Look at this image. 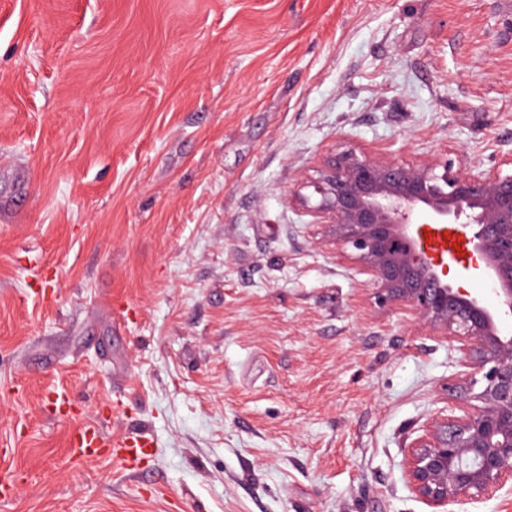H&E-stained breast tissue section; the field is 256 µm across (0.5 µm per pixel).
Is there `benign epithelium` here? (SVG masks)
Wrapping results in <instances>:
<instances>
[{
  "label": "benign epithelium",
  "instance_id": "1",
  "mask_svg": "<svg viewBox=\"0 0 512 512\" xmlns=\"http://www.w3.org/2000/svg\"><path fill=\"white\" fill-rule=\"evenodd\" d=\"M336 250L366 275L376 304L403 305L454 344L464 373L448 399L468 396L460 416H436L408 446L404 476L431 512L492 498L512 484V172L462 167L448 154L417 163L344 143L328 150L291 193ZM455 224L480 260L498 307L455 288L424 246L420 221Z\"/></svg>",
  "mask_w": 512,
  "mask_h": 512
}]
</instances>
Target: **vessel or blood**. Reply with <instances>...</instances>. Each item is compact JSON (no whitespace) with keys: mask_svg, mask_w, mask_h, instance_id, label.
<instances>
[{"mask_svg":"<svg viewBox=\"0 0 512 512\" xmlns=\"http://www.w3.org/2000/svg\"><path fill=\"white\" fill-rule=\"evenodd\" d=\"M150 438L142 434L105 437L99 428L87 424L75 429L69 438L72 456L82 462L102 457L121 461L127 469H137L147 448L152 447Z\"/></svg>","mask_w":512,"mask_h":512,"instance_id":"1","label":"vessel or blood"}]
</instances>
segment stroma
Masks as SVG:
<instances>
[{
    "mask_svg": "<svg viewBox=\"0 0 512 512\" xmlns=\"http://www.w3.org/2000/svg\"><path fill=\"white\" fill-rule=\"evenodd\" d=\"M343 140L512 157V0H0V512H429L456 354L289 197ZM154 442L142 434L113 436L106 438L94 424L75 429L69 438L71 455L82 462L102 457L121 461L128 470H136L147 448H154Z\"/></svg>",
    "mask_w": 512,
    "mask_h": 512,
    "instance_id": "35a3bbf8",
    "label": "stroma"
}]
</instances>
